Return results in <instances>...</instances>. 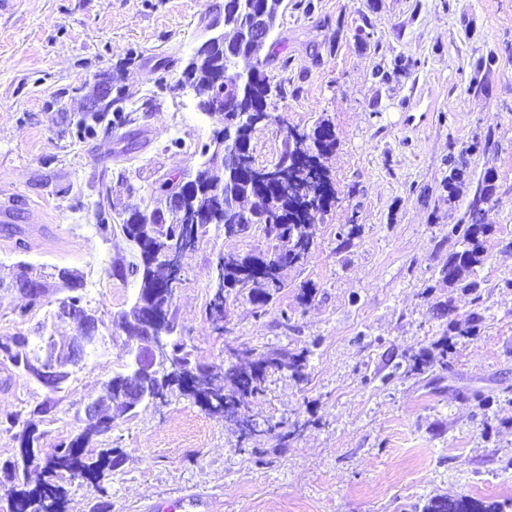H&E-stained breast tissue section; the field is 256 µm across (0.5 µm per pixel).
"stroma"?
Returning <instances> with one entry per match:
<instances>
[{
	"instance_id": "obj_1",
	"label": "stroma",
	"mask_w": 512,
	"mask_h": 512,
	"mask_svg": "<svg viewBox=\"0 0 512 512\" xmlns=\"http://www.w3.org/2000/svg\"><path fill=\"white\" fill-rule=\"evenodd\" d=\"M284 3L271 40L289 63L267 71L282 88L269 109L285 122L256 133V155L276 160L287 127L331 118L337 144L325 164L337 202L266 314L244 291L227 298L224 332L205 314L217 254L265 250L256 227L209 232L183 261L173 312L202 367L245 365L273 347L307 351V367L300 378L269 373L241 406L258 425L245 445L235 421L184 396L115 419L98 444L121 454L102 480L110 512L198 490L214 512H422L437 496L512 512V0H312L308 12ZM223 11L224 0H12L0 12V207L13 213L0 223V278L22 262L80 270L104 341L54 395L0 366V414L55 398L43 449L82 429L86 405L128 362L112 317L135 285L109 269L135 252L118 229L97 234L96 204L111 192L118 225L125 207H153L154 183L202 163L170 142L211 143L219 125L175 85ZM106 78L122 86L132 120L77 136L87 88ZM452 155L469 170L453 194ZM487 176L495 206L483 261L445 283L441 270L462 248L448 230L467 223ZM306 284L316 287L309 302ZM63 297L47 289L24 317L28 298L0 290V336L40 327L63 345L75 329L58 315ZM468 320L475 334L456 335L453 323ZM442 343L447 364L411 371L412 357Z\"/></svg>"
}]
</instances>
